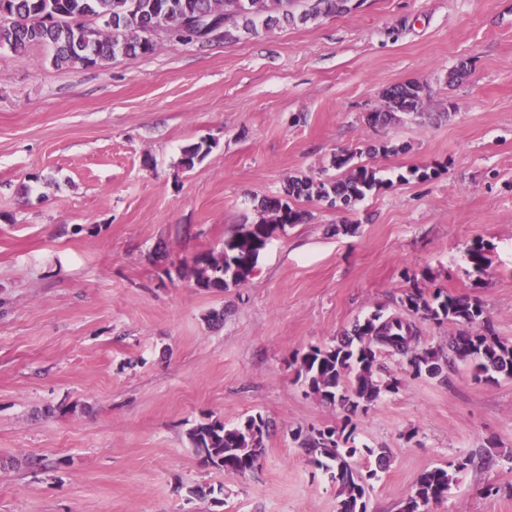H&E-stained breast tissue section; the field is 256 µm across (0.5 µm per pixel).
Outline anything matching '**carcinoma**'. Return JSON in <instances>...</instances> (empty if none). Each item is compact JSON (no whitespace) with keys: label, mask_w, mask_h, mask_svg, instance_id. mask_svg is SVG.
<instances>
[{"label":"carcinoma","mask_w":512,"mask_h":512,"mask_svg":"<svg viewBox=\"0 0 512 512\" xmlns=\"http://www.w3.org/2000/svg\"><path fill=\"white\" fill-rule=\"evenodd\" d=\"M294 0H0V46L22 53L34 45H48L53 50L52 62L58 68L76 64L95 66L118 53L149 54L157 41L150 35L159 21L171 28L170 36L189 43L198 34L188 21L198 17L224 16V27L209 41L232 44L240 31L254 32L258 28L272 29L284 22L306 21L320 14H339V0H310L309 8L295 16ZM425 89L415 82L397 84L384 95L382 108L368 113L372 126L399 121L404 114H420ZM209 150L196 143L183 151V165L192 168ZM354 155L338 154L334 165L346 169L336 179L314 183L306 177L288 179L279 196H264L258 200L261 221L244 230H237L224 240L227 258L198 275L203 288H225L228 284L245 283L256 267L254 251L262 243L267 226L282 227L301 224L305 215L292 207L301 197L328 200L332 205L348 208L382 186L376 171L353 163ZM400 312L391 316L374 313L354 325L350 334L336 345L311 346L296 356L297 379L311 394L327 404H340L353 412L368 406L385 392L398 390L396 380L377 376V351L387 349L405 359L416 376L437 377L455 361L474 365L478 380L491 381L497 375L512 377V343L491 333L487 326L485 306L478 299L454 297L437 293L426 299L418 292L401 298ZM457 322L466 330L452 338L448 350L417 348L416 320ZM269 423L258 414L236 425L221 420L196 424L189 438L197 455L208 465L244 476L257 467L265 453L264 438ZM294 439L315 457L318 466L331 473L342 496L340 512H366L367 481L351 465L357 449L341 448L352 432L327 429V433L312 435L298 429ZM470 459L464 457L453 464V470L434 467L425 470L399 512H426L432 502L443 499L455 481L456 474L465 470Z\"/></svg>","instance_id":"1"}]
</instances>
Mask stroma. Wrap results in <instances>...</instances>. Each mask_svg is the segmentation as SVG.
I'll use <instances>...</instances> for the list:
<instances>
[{
	"mask_svg": "<svg viewBox=\"0 0 512 512\" xmlns=\"http://www.w3.org/2000/svg\"><path fill=\"white\" fill-rule=\"evenodd\" d=\"M52 54L0 47V512H338L291 433L347 417L355 467L376 473L367 512H398L422 472L469 455L430 512H512V377L416 376L382 351L398 391L349 415L293 361L414 289L479 298L512 341V0H363L230 45L162 39L62 69ZM405 82L426 87L423 115L369 126ZM381 143L393 153H369ZM340 153L383 187L346 209L296 201L305 221L274 232L247 283L197 285L194 258L258 223L256 199L339 177ZM257 414L253 472L195 453L204 417Z\"/></svg>",
	"mask_w": 512,
	"mask_h": 512,
	"instance_id": "obj_1",
	"label": "stroma"
}]
</instances>
